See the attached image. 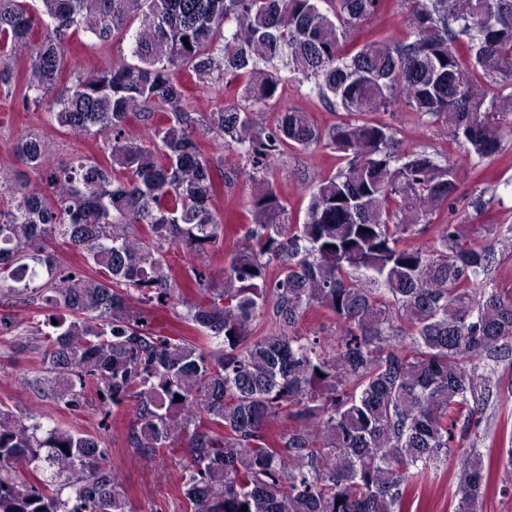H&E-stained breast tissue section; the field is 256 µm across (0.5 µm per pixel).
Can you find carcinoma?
<instances>
[{
    "label": "carcinoma",
    "mask_w": 512,
    "mask_h": 512,
    "mask_svg": "<svg viewBox=\"0 0 512 512\" xmlns=\"http://www.w3.org/2000/svg\"><path fill=\"white\" fill-rule=\"evenodd\" d=\"M388 2L41 0L36 17L26 0H0V84L26 59L21 109L45 105L48 123L110 149L108 164L56 165L25 133L14 154L44 187L0 169V294L54 310L43 321L52 331H32L30 386L72 411L93 394L106 417L135 401L129 445L146 461L180 458L189 512H412L417 484L450 459L451 512H482L490 469L477 445L499 392L489 362L512 352V290L479 279L488 246L435 220L454 208L456 160L402 153L397 129L366 115L407 112L473 165L499 158L512 141V0H397L405 38L343 49ZM79 32L132 35L137 63L59 87ZM181 70L209 88L245 83L250 106L192 110ZM288 80L352 119L324 130L288 108L258 128ZM201 136L253 169L251 224L218 287L201 258L224 247L214 206L224 174ZM322 145L345 165L309 189L297 224L270 175L288 149ZM431 225L433 243L415 244ZM58 240L89 271L62 266ZM171 246L183 250L193 303ZM177 301L204 343L152 325L149 310ZM318 308L336 335L300 331ZM264 311L275 327L259 334ZM106 458L97 436L0 405V512H133Z\"/></svg>",
    "instance_id": "obj_1"
}]
</instances>
